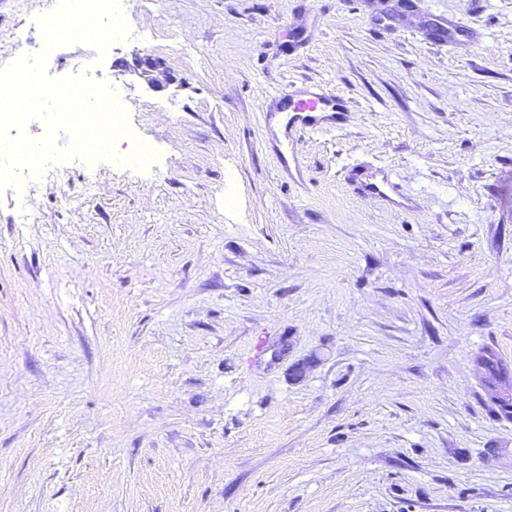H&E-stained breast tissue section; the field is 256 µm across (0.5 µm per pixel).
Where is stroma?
I'll use <instances>...</instances> for the list:
<instances>
[{"mask_svg": "<svg viewBox=\"0 0 512 512\" xmlns=\"http://www.w3.org/2000/svg\"><path fill=\"white\" fill-rule=\"evenodd\" d=\"M58 0H0V49ZM152 170L0 190V512H512V0H136ZM158 59L150 88L135 63ZM342 124L286 134L284 86ZM389 170L406 207L355 193Z\"/></svg>", "mask_w": 512, "mask_h": 512, "instance_id": "obj_1", "label": "stroma"}]
</instances>
